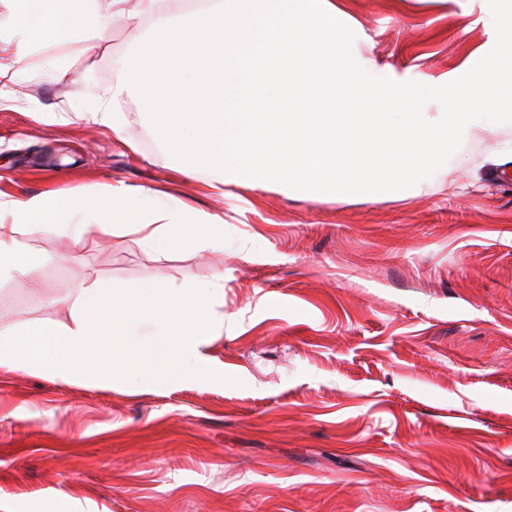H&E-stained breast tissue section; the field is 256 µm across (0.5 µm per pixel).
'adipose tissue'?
<instances>
[{"label":"adipose tissue","instance_id":"ef3b65f1","mask_svg":"<svg viewBox=\"0 0 512 512\" xmlns=\"http://www.w3.org/2000/svg\"><path fill=\"white\" fill-rule=\"evenodd\" d=\"M110 197L125 212L134 215V223L102 222L94 212L74 209L72 200L56 192L24 200H1L0 279L16 272L35 275L43 269L45 259L30 246L29 240L44 234L65 236L76 244L91 236L134 234L149 251L159 254L170 249L175 230L193 227L197 233L191 244L196 249L224 247L223 235L203 231L204 226L217 224L216 216L188 209L164 191L144 188L134 193L118 183L113 185Z\"/></svg>","mask_w":512,"mask_h":512}]
</instances>
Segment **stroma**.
<instances>
[{
	"mask_svg": "<svg viewBox=\"0 0 512 512\" xmlns=\"http://www.w3.org/2000/svg\"><path fill=\"white\" fill-rule=\"evenodd\" d=\"M378 68L446 78L493 47L486 0H343ZM131 31L16 61L0 40V191L107 199L162 187L224 221V248L137 236L33 241L41 278L0 281V316L64 320L81 286L224 275L220 377L137 395L0 371V512H512V137L474 128L422 190L346 202L225 188L173 168L121 100L131 153L84 119Z\"/></svg>",
	"mask_w": 512,
	"mask_h": 512,
	"instance_id": "1",
	"label": "stroma"
}]
</instances>
